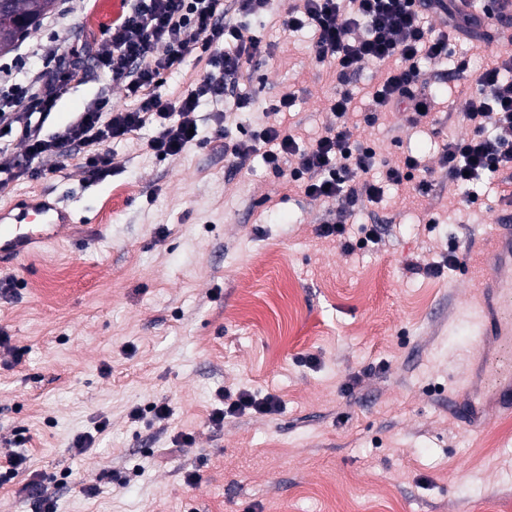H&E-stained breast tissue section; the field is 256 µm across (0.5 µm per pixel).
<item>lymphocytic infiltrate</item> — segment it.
<instances>
[{"label":"lymphocytic infiltrate","mask_w":512,"mask_h":512,"mask_svg":"<svg viewBox=\"0 0 512 512\" xmlns=\"http://www.w3.org/2000/svg\"><path fill=\"white\" fill-rule=\"evenodd\" d=\"M271 0H131L128 10L107 28L110 48L96 55L102 75L110 85L81 112L61 135L42 133L51 108L84 82L88 70L81 60L55 55L25 81H12L0 95V139L15 136L26 145V160L1 170L7 180L38 176L31 162L48 156H79L82 167L95 179L112 172L109 145L153 125L151 150L161 158L179 156L197 142L193 130L201 102L233 98L234 109L250 111L248 96L236 94L240 82L250 77L255 59L269 53L261 37L243 38L227 16L256 18L270 9ZM452 19L448 0H296L283 13L282 28L297 31L311 27L313 51L318 61L336 66V91L329 100L334 124L309 145L279 126L268 125L249 138H231L226 123H218L217 139L225 154L246 159L261 155L276 175L312 199H334L339 218L317 228L323 238L339 241L345 251L377 244L375 226L362 225L357 239H350L346 219L365 204L379 203L385 184L416 181L420 193H429L430 181L416 179L418 161L405 156L387 167L383 179L371 178L376 152L355 145L349 126L353 97L348 89L352 76L365 66L385 67L372 101L377 111L407 113L410 122L430 118L434 99L419 92L420 62L448 54L447 34L426 27V15ZM207 58V74L176 101L158 94V83L180 67L189 54ZM123 86L135 106L113 107L111 85ZM41 103L39 113L23 109L29 97ZM465 118L471 136L448 138L442 145L441 164L464 203L474 200L472 186L483 174L512 170V54L492 53L483 67L475 92L466 102Z\"/></svg>","instance_id":"lymphocytic-infiltrate-1"}]
</instances>
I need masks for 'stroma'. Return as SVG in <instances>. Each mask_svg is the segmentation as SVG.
<instances>
[{"label":"stroma","instance_id":"35a3bbf8","mask_svg":"<svg viewBox=\"0 0 512 512\" xmlns=\"http://www.w3.org/2000/svg\"><path fill=\"white\" fill-rule=\"evenodd\" d=\"M64 2L65 19L46 15L0 68L21 80L43 57L106 50L113 0ZM289 2L243 22L242 35L263 37L272 55L252 67L254 108L242 122L249 132L281 125L307 144L332 120L336 82L309 33L280 29ZM448 50L469 66L452 78L448 64H423L432 124L390 112L367 125L380 75L351 80L354 139L382 162L417 154L433 184L427 196L391 189L353 217L380 228L368 250L317 236L334 201L306 198L260 159L225 156L214 138L221 108L208 102L196 114L200 144L176 158L148 148L147 127L113 144L106 179L78 157H52L42 175L1 186L0 207L49 191L74 222L0 271L19 282L0 296V458L21 436L29 474L70 477L59 512H512V415L454 387L474 346L461 311L488 266L478 241L505 185L481 179L467 205L439 164L443 139L473 132L463 111L487 54L484 42L454 37ZM100 88L93 77L74 87L44 135L64 131ZM291 92L294 105L273 113ZM450 245L458 262L447 267ZM414 263L444 270L415 274ZM243 390L276 397L279 411L211 424L218 393ZM160 402L172 409L163 422L147 411ZM472 404L490 419L478 432L457 413ZM102 419L93 447L75 453L73 439ZM186 433L193 444L177 448Z\"/></svg>","mask_w":512,"mask_h":512}]
</instances>
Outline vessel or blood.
I'll use <instances>...</instances> for the list:
<instances>
[{
	"mask_svg": "<svg viewBox=\"0 0 512 512\" xmlns=\"http://www.w3.org/2000/svg\"><path fill=\"white\" fill-rule=\"evenodd\" d=\"M71 211L49 194L38 193L0 209V263L25 251L56 241L72 224ZM489 264L484 275L487 292L466 313L475 342H512V203H504L486 237ZM502 414L512 413V373L498 375L494 391Z\"/></svg>",
	"mask_w": 512,
	"mask_h": 512,
	"instance_id": "obj_1",
	"label": "vessel or blood"
}]
</instances>
